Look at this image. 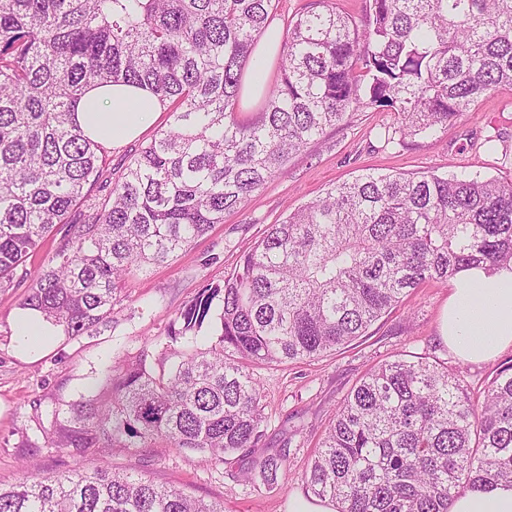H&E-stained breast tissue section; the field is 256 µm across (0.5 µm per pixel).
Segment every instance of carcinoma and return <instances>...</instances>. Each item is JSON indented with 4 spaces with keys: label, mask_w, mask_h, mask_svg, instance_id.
I'll return each instance as SVG.
<instances>
[{
    "label": "carcinoma",
    "mask_w": 512,
    "mask_h": 512,
    "mask_svg": "<svg viewBox=\"0 0 512 512\" xmlns=\"http://www.w3.org/2000/svg\"><path fill=\"white\" fill-rule=\"evenodd\" d=\"M274 2L3 0L0 291L25 285L22 307L90 335L126 276L224 223L362 100L397 112L402 139H430L486 92L512 88V0H368L362 29L333 0H314L287 25L261 112L243 120V76ZM117 82L148 88L168 120L115 176L108 146L74 111L89 86ZM507 262L512 183L373 171L336 184L269 225L223 287L177 315L175 343L219 302L206 348L168 368L127 365L108 396L57 408L54 443L84 465L0 484V512H224L97 464L117 442L161 439L216 466L252 457L248 479L271 489L288 457L259 447L252 366L315 359L424 283ZM305 484L337 512H449L468 488L512 486V366L480 400L424 357L371 368L336 409Z\"/></svg>",
    "instance_id": "1"
}]
</instances>
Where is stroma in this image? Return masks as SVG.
<instances>
[{"label":"stroma","mask_w":512,"mask_h":512,"mask_svg":"<svg viewBox=\"0 0 512 512\" xmlns=\"http://www.w3.org/2000/svg\"><path fill=\"white\" fill-rule=\"evenodd\" d=\"M397 127L394 112L384 108L363 105L350 112L186 251L126 279L110 322L94 334H63L50 350L22 356L13 321L24 291L0 292V483L17 481L28 464L44 475L80 466L78 457L51 445L53 411L106 392L115 367L139 361L159 367L170 352V319L202 289L223 285L268 225L315 201L332 185L369 169L512 178V89L487 94L432 141L386 139V132ZM448 294L447 286L426 283L345 346L311 361L255 367L265 416L261 445L288 456V473L274 488L245 481L242 472L250 459L217 468L207 455L162 443L115 448L107 462L222 502L224 512H289L307 497V465L337 405L370 368L404 355L428 357L445 363L476 395L501 368L512 365V350L473 363L459 359L442 342L439 318Z\"/></svg>","instance_id":"stroma-1"}]
</instances>
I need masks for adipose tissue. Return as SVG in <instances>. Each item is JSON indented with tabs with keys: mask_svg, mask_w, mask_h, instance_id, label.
<instances>
[{
	"mask_svg": "<svg viewBox=\"0 0 512 512\" xmlns=\"http://www.w3.org/2000/svg\"><path fill=\"white\" fill-rule=\"evenodd\" d=\"M162 108L145 89L121 83L90 89L75 107L85 134L115 148L156 128ZM14 330L21 351L52 345L60 332L31 309H20ZM440 336L460 359L484 361L512 349V263L496 268L479 264L461 269L450 281ZM450 512H512V487L468 489L455 497Z\"/></svg>",
	"mask_w": 512,
	"mask_h": 512,
	"instance_id": "obj_1",
	"label": "adipose tissue"
}]
</instances>
